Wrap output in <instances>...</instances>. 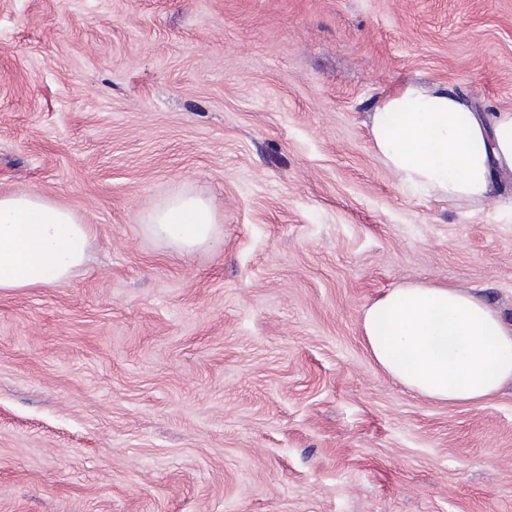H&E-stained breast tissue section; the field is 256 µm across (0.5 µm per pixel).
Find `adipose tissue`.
<instances>
[{
	"label": "adipose tissue",
	"instance_id": "adipose-tissue-1",
	"mask_svg": "<svg viewBox=\"0 0 512 512\" xmlns=\"http://www.w3.org/2000/svg\"><path fill=\"white\" fill-rule=\"evenodd\" d=\"M370 122L376 154L402 188L476 206L490 197L493 171L512 173V111L481 114L447 90L409 84ZM146 223L187 252L219 234L211 204L189 194L169 198ZM89 236V225L39 193L0 194V290L68 282ZM360 330L376 364L427 399L478 404L512 384V321L456 286L390 289L364 309Z\"/></svg>",
	"mask_w": 512,
	"mask_h": 512
}]
</instances>
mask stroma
I'll use <instances>...</instances> for the list:
<instances>
[{"mask_svg": "<svg viewBox=\"0 0 512 512\" xmlns=\"http://www.w3.org/2000/svg\"><path fill=\"white\" fill-rule=\"evenodd\" d=\"M410 83L512 110V0H0V194L91 226L0 291V512H512V385L430 401L360 333L405 283L512 320V174L459 209L376 155ZM176 191L208 246L149 233ZM146 224L155 237L190 252L214 241L220 223L206 199L177 194L152 210Z\"/></svg>", "mask_w": 512, "mask_h": 512, "instance_id": "35a3bbf8", "label": "stroma"}]
</instances>
